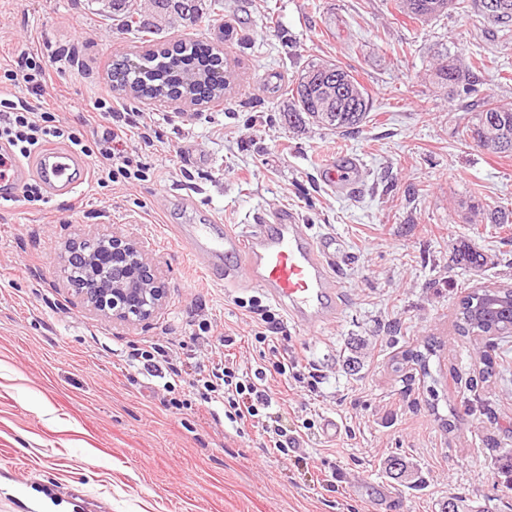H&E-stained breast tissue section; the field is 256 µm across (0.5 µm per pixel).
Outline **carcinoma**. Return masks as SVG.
I'll list each match as a JSON object with an SVG mask.
<instances>
[{
  "label": "carcinoma",
  "instance_id": "carcinoma-1",
  "mask_svg": "<svg viewBox=\"0 0 512 512\" xmlns=\"http://www.w3.org/2000/svg\"><path fill=\"white\" fill-rule=\"evenodd\" d=\"M471 2L481 14H486L490 0H396L398 10L412 20L424 23L435 19L450 9H464ZM174 12L193 18L198 16L197 0H163ZM502 5L500 15L492 25L504 35L512 33V0H496ZM112 13L124 14L126 26H141L134 20L129 0H112ZM202 59L208 64L185 65L186 51L190 47L178 44L171 54L163 56L165 63L154 64L152 57L138 61L126 57L113 67L123 75V80L139 88L161 94L183 86L190 77H202L195 83V92L207 100L220 95L213 91L216 79L221 76L223 59L210 50V46L197 45ZM487 69L486 60L470 59L464 63L453 57L439 63L435 76L448 86L451 92L458 90L467 95L478 92L475 72ZM291 108L288 123L293 124L307 117L312 122L336 130L359 127L368 118L370 101L364 88L346 70L332 62H312L297 78L291 88ZM462 134L479 143L489 144V149L498 154L512 155V103L488 98L483 100L476 113L475 122L466 126ZM466 335L503 336L512 333V296L503 290L481 289L469 293L460 302Z\"/></svg>",
  "mask_w": 512,
  "mask_h": 512
}]
</instances>
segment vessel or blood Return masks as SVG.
Returning <instances> with one entry per match:
<instances>
[{
  "label": "vessel or blood",
  "mask_w": 512,
  "mask_h": 512,
  "mask_svg": "<svg viewBox=\"0 0 512 512\" xmlns=\"http://www.w3.org/2000/svg\"><path fill=\"white\" fill-rule=\"evenodd\" d=\"M76 162L72 154L49 151L33 165H15L9 181L16 185L33 174L44 180L50 195H66L78 184ZM358 168L356 158L340 156L327 167L326 181L339 190L354 189ZM179 233L209 272L265 290L293 323L317 328L334 320L340 295L335 271L347 255L334 237L310 235L293 213L280 212L273 222L247 224L239 231L189 224Z\"/></svg>",
  "instance_id": "1"
}]
</instances>
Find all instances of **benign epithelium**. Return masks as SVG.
<instances>
[{
	"label": "benign epithelium",
	"mask_w": 512,
	"mask_h": 512,
	"mask_svg": "<svg viewBox=\"0 0 512 512\" xmlns=\"http://www.w3.org/2000/svg\"><path fill=\"white\" fill-rule=\"evenodd\" d=\"M67 253L63 272L92 310L135 324L162 308L165 288L137 242L103 235L73 243Z\"/></svg>",
	"instance_id": "obj_1"
}]
</instances>
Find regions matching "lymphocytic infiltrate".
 Segmentation results:
<instances>
[{"mask_svg": "<svg viewBox=\"0 0 512 512\" xmlns=\"http://www.w3.org/2000/svg\"><path fill=\"white\" fill-rule=\"evenodd\" d=\"M5 75L14 85L24 86L27 99H0V165L19 162L43 151L46 145L59 142L71 153L95 158L100 182L117 183L141 179L149 170L141 155L126 152L129 136H137L144 146L154 143L150 129L133 114L111 111L105 113L103 129H94L95 115L78 113L75 125L60 124L55 110L44 99V88L50 73L39 56L19 53L14 68ZM287 358L273 361L270 368H258L247 373L235 362H225L214 371L212 378L197 379L205 402L224 406L225 416L236 423L253 422L262 425L271 448L281 454L292 450L293 441L280 426L265 423L266 412L277 400L268 384L269 374L287 376Z\"/></svg>", "mask_w": 512, "mask_h": 512, "instance_id": "1", "label": "lymphocytic infiltrate"}]
</instances>
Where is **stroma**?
I'll return each instance as SVG.
<instances>
[{
	"instance_id": "1",
	"label": "stroma",
	"mask_w": 512,
	"mask_h": 512,
	"mask_svg": "<svg viewBox=\"0 0 512 512\" xmlns=\"http://www.w3.org/2000/svg\"><path fill=\"white\" fill-rule=\"evenodd\" d=\"M150 34L119 28L112 0H0V97L17 50L49 56L48 94L73 124L99 97L139 115L159 141L142 151L153 172L98 185L93 159L68 195L0 201V512H512L499 474L512 457V336L458 330L459 303L478 287H512V156L461 131L483 96L512 102V36L480 13L425 24L395 0H222L194 20L137 0ZM198 40L219 44L231 73L205 106L148 103L114 93L113 63ZM494 61L479 92L449 94L433 66L444 56ZM312 61H332L365 87L372 108L346 134L289 128V88ZM362 184L336 193L322 177L340 155ZM292 211L349 253L333 325L285 322L298 374L280 423L301 443L266 451L261 429L237 428L192 382L224 359L264 366L245 304L266 295L204 274L178 238L182 224L234 229ZM112 233L139 242L167 288L150 321L123 324L88 310L62 269L65 245ZM485 254L477 269L466 248ZM211 323L209 341L198 325ZM236 337L235 345L221 343ZM435 343L428 372L404 361ZM158 343L182 370L168 383L129 353ZM496 368L483 373V355ZM342 426L322 431L326 418ZM406 456L415 488L383 461Z\"/></svg>"
}]
</instances>
